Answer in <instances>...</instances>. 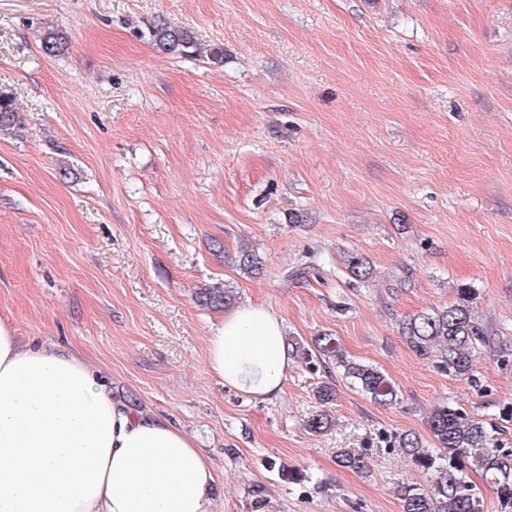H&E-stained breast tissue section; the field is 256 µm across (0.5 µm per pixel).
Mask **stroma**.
Listing matches in <instances>:
<instances>
[{
	"instance_id": "obj_1",
	"label": "stroma",
	"mask_w": 512,
	"mask_h": 512,
	"mask_svg": "<svg viewBox=\"0 0 512 512\" xmlns=\"http://www.w3.org/2000/svg\"><path fill=\"white\" fill-rule=\"evenodd\" d=\"M160 19L223 65L156 49ZM0 93L21 120L0 135V321L171 417L213 464L211 512H252L259 487L261 512H401L397 482H426L402 434L430 441L442 403L487 420L512 402V0H0ZM245 244L263 276L238 269ZM215 284L287 339L331 333L397 402L299 358L272 398L221 386L222 313L194 298ZM461 288L490 341L475 386L399 332Z\"/></svg>"
}]
</instances>
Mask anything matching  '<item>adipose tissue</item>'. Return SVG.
<instances>
[{
    "instance_id": "adipose-tissue-1",
    "label": "adipose tissue",
    "mask_w": 512,
    "mask_h": 512,
    "mask_svg": "<svg viewBox=\"0 0 512 512\" xmlns=\"http://www.w3.org/2000/svg\"><path fill=\"white\" fill-rule=\"evenodd\" d=\"M206 364L226 387L277 395L289 366L281 319L226 308ZM214 480L170 418L131 410L92 365L53 344L21 346L0 322V512H210Z\"/></svg>"
}]
</instances>
